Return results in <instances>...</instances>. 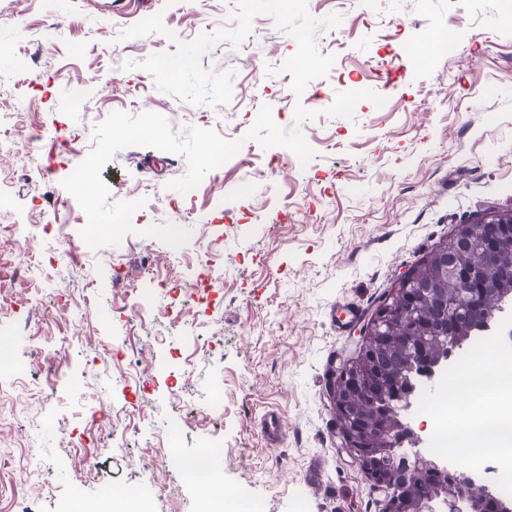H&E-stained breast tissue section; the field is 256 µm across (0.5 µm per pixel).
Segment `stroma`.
Wrapping results in <instances>:
<instances>
[{
    "mask_svg": "<svg viewBox=\"0 0 512 512\" xmlns=\"http://www.w3.org/2000/svg\"><path fill=\"white\" fill-rule=\"evenodd\" d=\"M0 347L29 392L0 384V512H85L144 492L149 512H195L177 464L204 444L224 459L226 502L261 512H385L343 446L330 389L397 280L462 226L512 208V21L501 0H0ZM304 79L307 89L293 94ZM370 89L353 119L336 93ZM300 127L301 165L246 134L262 106ZM316 111L296 122V107ZM208 126L239 152L184 193L183 156L117 151L110 202L132 233L89 247L61 185L110 113ZM63 127L75 141L45 138ZM49 174L29 182L22 161ZM54 223L74 247L37 275L13 224ZM224 266L210 306L186 284ZM95 307L81 314L88 287ZM362 315L342 331L336 305ZM41 361H31L35 350ZM279 419L265 434V414ZM41 480L12 481L24 457ZM170 492H160L161 484Z\"/></svg>",
    "mask_w": 512,
    "mask_h": 512,
    "instance_id": "35a3bbf8",
    "label": "stroma"
}]
</instances>
